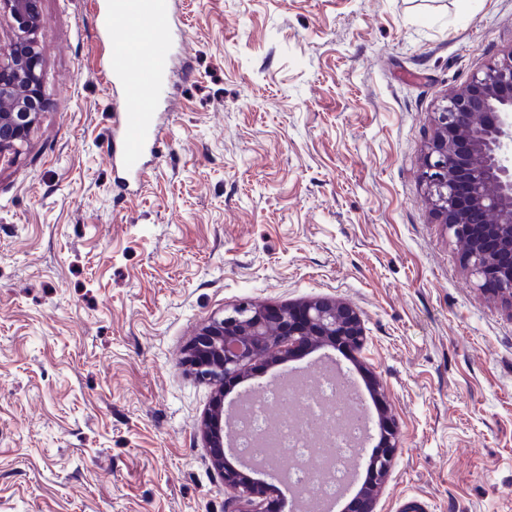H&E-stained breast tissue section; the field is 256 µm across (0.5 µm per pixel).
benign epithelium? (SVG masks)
Instances as JSON below:
<instances>
[{"mask_svg": "<svg viewBox=\"0 0 512 512\" xmlns=\"http://www.w3.org/2000/svg\"><path fill=\"white\" fill-rule=\"evenodd\" d=\"M37 0H0L13 22V38L0 49V161L19 154L34 128V100L42 76L36 33ZM419 180L439 223L465 246L464 264L485 286L512 305V51L450 92L434 112V135L423 155ZM363 346L356 310L343 302L316 299L277 310L243 303L204 324L186 362L214 393L202 422L212 463L225 482L247 496L253 484L243 473L224 471V379L244 375L256 360L282 361L294 348ZM387 428L385 453L370 458L375 486L360 494L357 512H374L377 485L398 447L396 421L387 404L379 409Z\"/></svg>", "mask_w": 512, "mask_h": 512, "instance_id": "benign-epithelium-1", "label": "benign epithelium"}]
</instances>
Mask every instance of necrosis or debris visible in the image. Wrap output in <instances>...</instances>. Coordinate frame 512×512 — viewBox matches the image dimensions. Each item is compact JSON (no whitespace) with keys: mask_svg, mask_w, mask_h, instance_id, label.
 Returning a JSON list of instances; mask_svg holds the SVG:
<instances>
[{"mask_svg":"<svg viewBox=\"0 0 512 512\" xmlns=\"http://www.w3.org/2000/svg\"><path fill=\"white\" fill-rule=\"evenodd\" d=\"M292 408V416L283 418L276 431V444L294 458L288 470L301 489L311 490L318 498L335 496L349 477L348 461L356 456L366 423L360 415L359 401L350 389L322 377L315 393L305 388L288 389L284 385L262 388L239 407L236 434L244 455L256 459L267 457L268 446L258 433L271 408ZM333 449L336 462L332 476L315 477L311 468L318 456L314 442Z\"/></svg>","mask_w":512,"mask_h":512,"instance_id":"obj_1","label":"necrosis or debris"}]
</instances>
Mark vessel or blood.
<instances>
[{"label": "vessel or blood", "mask_w": 512, "mask_h": 512, "mask_svg": "<svg viewBox=\"0 0 512 512\" xmlns=\"http://www.w3.org/2000/svg\"><path fill=\"white\" fill-rule=\"evenodd\" d=\"M93 9L99 31L113 37L106 71L122 100L110 157L126 183L136 184L145 174L146 153L161 144L158 107L170 87L171 0H95Z\"/></svg>", "instance_id": "b4317fda"}]
</instances>
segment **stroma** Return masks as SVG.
Instances as JSON below:
<instances>
[{
    "instance_id": "stroma-1",
    "label": "stroma",
    "mask_w": 512,
    "mask_h": 512,
    "mask_svg": "<svg viewBox=\"0 0 512 512\" xmlns=\"http://www.w3.org/2000/svg\"><path fill=\"white\" fill-rule=\"evenodd\" d=\"M89 2L37 0L43 106L0 163V512H243L186 348L316 298L359 314L342 365L398 422L374 512H512V307L418 177L441 99L512 49V0H174L187 75L130 194ZM336 354L255 361L224 407Z\"/></svg>"
}]
</instances>
